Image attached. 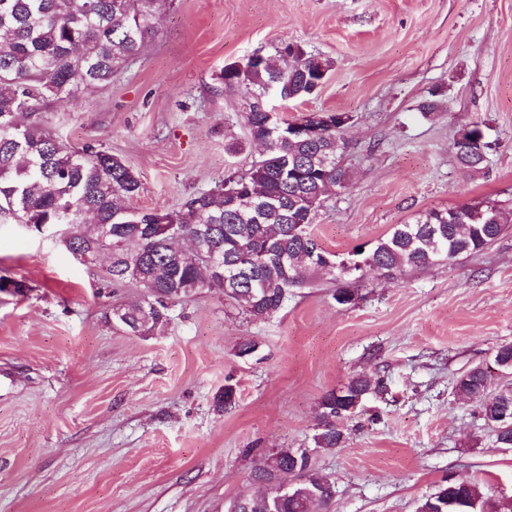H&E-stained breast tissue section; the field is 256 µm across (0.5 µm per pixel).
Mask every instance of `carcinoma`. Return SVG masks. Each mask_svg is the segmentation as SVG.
Here are the masks:
<instances>
[{"label": "carcinoma", "instance_id": "obj_1", "mask_svg": "<svg viewBox=\"0 0 512 512\" xmlns=\"http://www.w3.org/2000/svg\"><path fill=\"white\" fill-rule=\"evenodd\" d=\"M157 0H0V219L19 224H64L69 229L70 254L82 260L98 245L95 225H112V249L121 259L107 270L109 281L126 282L117 266L134 264L135 282L147 289L143 304H156L153 319L143 322L140 306L112 308V321L130 332L148 335L168 322L169 304L196 288H222L255 319L277 313L288 289L305 283L313 270L310 254L327 253L311 231L324 194L332 186L347 187L350 171L342 164L346 148L343 129L324 130L338 143L332 163L320 162L319 145L281 139L271 131L261 111L264 95L288 80V99L314 94L332 68L329 59L306 55L301 47L289 53L282 67L221 72L223 90L240 93L252 140L264 145L247 175L234 185L241 201L229 207L224 189L200 192L178 211H138L131 201L142 190L137 174L124 160L91 144L72 147L46 125L44 110L51 102L66 104L80 93L112 79L122 63L137 54L154 33ZM461 168L478 173L484 161L475 143H453ZM173 224L177 234L160 230ZM509 224L493 201L448 209H431L407 224L395 225L369 252L353 256L367 261L380 275L396 278L408 269L423 268L439 259H455L492 245ZM214 230L208 246L224 263V278L204 282L195 261L180 254V241L199 229ZM383 379L356 376L323 397L313 448H281L267 456L255 476L295 480L292 497L279 502L277 493L241 496L242 512H314L334 494L316 502L308 491L333 488L335 480L312 463L316 449L338 448L341 425L354 417L365 397L383 392ZM456 392L479 404L495 443L512 448V387L489 390L488 372L470 367L455 384ZM438 494L462 496L466 504L447 512H486L488 498L475 482L445 481Z\"/></svg>", "mask_w": 512, "mask_h": 512}]
</instances>
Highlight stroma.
Returning a JSON list of instances; mask_svg holds the SVG:
<instances>
[{
  "label": "stroma",
  "mask_w": 512,
  "mask_h": 512,
  "mask_svg": "<svg viewBox=\"0 0 512 512\" xmlns=\"http://www.w3.org/2000/svg\"><path fill=\"white\" fill-rule=\"evenodd\" d=\"M153 23L107 85L46 109L65 142L125 160L143 187L133 207L177 210L249 169L260 149L218 76L293 43L333 67L313 95L272 93L270 106L350 117V183L314 224L327 251L347 258L431 209L512 211V0H166ZM476 125L487 162L468 173L452 143ZM0 278L27 285L0 292V512H224L259 493L251 475L275 448L313 449L336 481L322 512H416L449 476L512 501V448L455 391L477 364L492 367L491 389L512 385L494 365L512 343V226L479 253L395 279L367 271L347 306L322 273L265 320L199 288L149 336L109 318L144 288L106 286L25 226L0 223ZM357 375L386 392L344 422L341 447L315 449L319 402Z\"/></svg>",
  "instance_id": "1"
}]
</instances>
